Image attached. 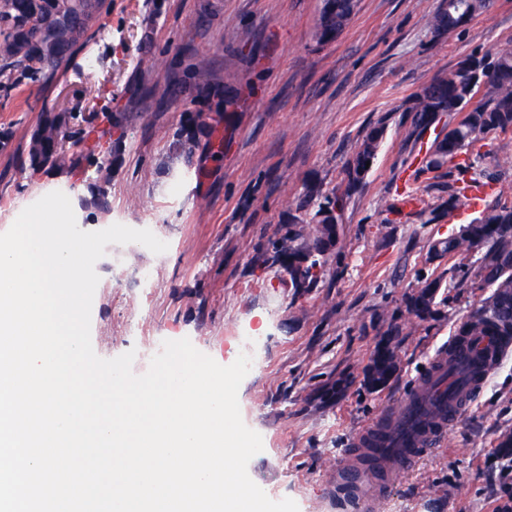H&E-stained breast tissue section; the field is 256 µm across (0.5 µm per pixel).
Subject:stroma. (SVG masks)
Wrapping results in <instances>:
<instances>
[{"instance_id": "obj_1", "label": "stroma", "mask_w": 512, "mask_h": 512, "mask_svg": "<svg viewBox=\"0 0 512 512\" xmlns=\"http://www.w3.org/2000/svg\"><path fill=\"white\" fill-rule=\"evenodd\" d=\"M443 0H360L330 43L314 37L321 0H112L95 37L48 84L21 82L0 92V233L18 202L60 191L90 231L120 223L167 242L161 254L116 246L95 265L91 341L104 359L135 351L145 373L156 338L189 339L217 363L238 350V332L263 329L261 364L243 379L238 401L263 449L250 478L299 512H349L336 492L335 467L354 433L398 399L437 348L489 296L462 288L476 253L430 251L458 231L432 220L448 199V170L419 171L420 160L457 112L417 130L408 108L433 78L473 53L512 51V0L440 36L433 17ZM63 114L66 149L76 164L28 169L23 150L42 112ZM223 136L221 158L200 143L194 168L174 178L177 135L192 114ZM376 158L338 217L341 244L306 288L280 265L259 260L290 221L310 224L308 185L338 188L354 148L374 127ZM117 151L108 187L111 212L81 208L94 160ZM478 166L494 183L491 202L512 206V129L488 135ZM427 211L391 212L402 182ZM158 285L144 290L140 267ZM441 279L433 317L407 313L421 280ZM399 368L385 388L364 370L390 321ZM512 435V352L492 371L444 448L403 469L382 512H497L512 494L499 451Z\"/></svg>"}]
</instances>
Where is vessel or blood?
Returning a JSON list of instances; mask_svg holds the SVG:
<instances>
[{
	"label": "vessel or blood",
	"instance_id": "vessel-or-blood-1",
	"mask_svg": "<svg viewBox=\"0 0 512 512\" xmlns=\"http://www.w3.org/2000/svg\"><path fill=\"white\" fill-rule=\"evenodd\" d=\"M511 351L512 341L493 328L481 336H451L436 350L394 408L359 430L337 463L336 483L351 486L354 512H379L397 476L392 462L410 466L439 447Z\"/></svg>",
	"mask_w": 512,
	"mask_h": 512
}]
</instances>
